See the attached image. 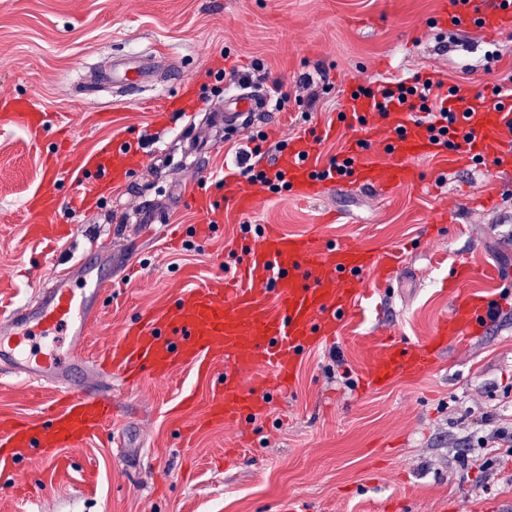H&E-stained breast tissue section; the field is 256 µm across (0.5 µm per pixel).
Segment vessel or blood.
Returning <instances> with one entry per match:
<instances>
[{
  "label": "vessel or blood",
  "mask_w": 512,
  "mask_h": 512,
  "mask_svg": "<svg viewBox=\"0 0 512 512\" xmlns=\"http://www.w3.org/2000/svg\"><path fill=\"white\" fill-rule=\"evenodd\" d=\"M442 20L484 33L512 30V0H445ZM150 72L133 63L113 70L112 80L128 86L147 81ZM469 99L460 111L458 98ZM455 112L457 126L471 138L453 150L430 138L405 105L385 102L382 94L350 95L343 125L357 129L358 141L344 151L352 163L346 170L320 161L315 142L291 141L277 165L294 198L309 202L344 180L355 186L388 194L418 182L412 159L430 157L441 169L452 171L479 161L498 171L512 169V98L483 100L472 88L457 86L445 103ZM262 95L226 97L228 121L245 125L266 111ZM44 114L31 100L0 101V122L33 130ZM342 125V126H343ZM138 144L109 142L99 152L83 157L77 177L87 190L69 204L84 209L104 195L124 162L139 157ZM57 175L44 179L28 203L37 222L32 235L48 240L61 237L51 217L59 203ZM403 253L395 248L375 254L352 244L319 243L304 235H288L265 225L235 278L185 289L169 301L143 310L119 340L101 358L86 361L80 354L62 360L40 353L34 340L66 331L72 343L87 335L99 312V295L105 283L84 259L68 270L53 274L47 287L34 297L0 312V367L24 382L54 389L57 398L49 417L31 422L0 420V469L30 458L37 460L45 477L63 470L61 451L94 437L111 420V400L84 382L86 372L119 373L127 377L146 371L164 378L183 366L211 384V403L203 424L243 425L264 413L274 397L292 382L302 353L333 339L342 322L357 307L364 273L377 286H385L402 268ZM488 303L458 298L449 319L436 330L433 344L400 349L379 347L364 375L374 387L396 375H421L435 364V346L460 343L487 321Z\"/></svg>",
  "instance_id": "b4317fda"
}]
</instances>
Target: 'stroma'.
Here are the masks:
<instances>
[{
    "label": "stroma",
    "mask_w": 512,
    "mask_h": 512,
    "mask_svg": "<svg viewBox=\"0 0 512 512\" xmlns=\"http://www.w3.org/2000/svg\"><path fill=\"white\" fill-rule=\"evenodd\" d=\"M440 0H0V97H26L50 118L31 132L0 125V306L33 296L84 249L112 252V278L82 347L93 359L118 341L144 308L179 290L207 286L237 269L262 224L291 235L381 252L406 268L366 294L336 338L306 351L291 388L244 427L215 424L182 447V426L201 417L209 386L179 368L105 390L118 418L67 449L72 467L41 484L36 463L0 474V512H512V447L475 464L484 415L512 426V171L475 164L441 171L415 159L416 184L388 195L337 183L314 202L260 189L242 214L223 184L235 152L267 134L273 147L319 134L323 161L342 154L351 130L324 138L353 86L430 78L492 94L512 77V32L494 37L434 25ZM135 53L157 73L141 100L98 80ZM236 68L243 81L217 78ZM281 84L283 111L249 128L215 119L224 96ZM138 142L144 157L91 209L73 174L110 140ZM60 177L55 223L76 235L32 237L27 201L47 167ZM221 199L214 236L191 189ZM494 200L481 205L480 191ZM448 208L449 224L436 221ZM471 277L453 286L457 264ZM496 303L499 316L460 344L436 352L434 370L369 388L373 347L422 345L457 296ZM51 389L0 373V416L40 420ZM194 404L174 408L183 396Z\"/></svg>",
    "instance_id": "35a3bbf8"
}]
</instances>
